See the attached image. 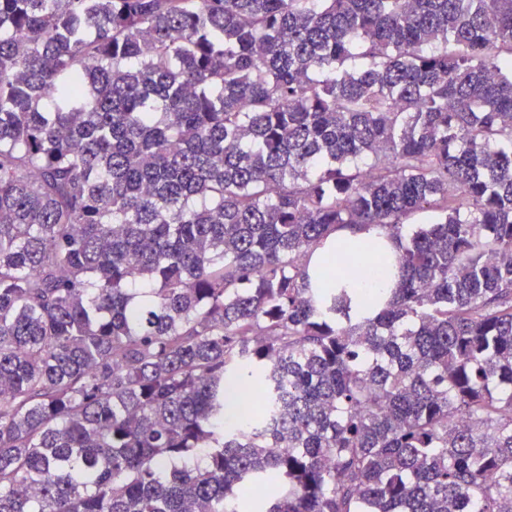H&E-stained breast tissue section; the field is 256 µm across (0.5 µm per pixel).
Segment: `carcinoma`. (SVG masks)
<instances>
[{"mask_svg":"<svg viewBox=\"0 0 512 512\" xmlns=\"http://www.w3.org/2000/svg\"><path fill=\"white\" fill-rule=\"evenodd\" d=\"M265 488L512 512V0H0V512ZM378 231L375 229H342L330 235L323 244L316 246L309 254L308 264L310 274L313 278V287L321 288L317 279V272L323 264V261L328 253L336 243H367L372 240L378 239Z\"/></svg>","mask_w":512,"mask_h":512,"instance_id":"cac0c4a2","label":"carcinoma"}]
</instances>
